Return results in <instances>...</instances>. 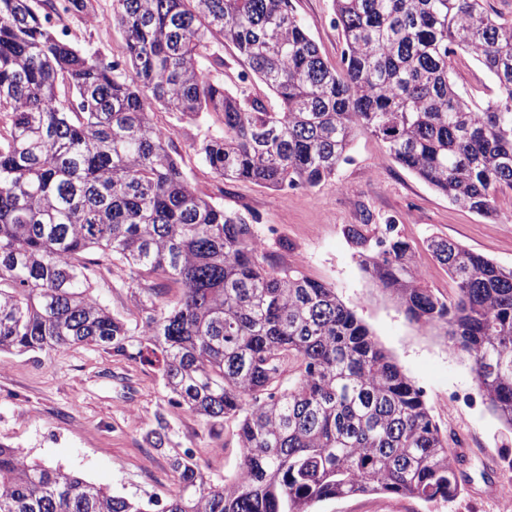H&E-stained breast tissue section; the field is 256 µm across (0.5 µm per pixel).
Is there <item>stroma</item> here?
Segmentation results:
<instances>
[{
    "mask_svg": "<svg viewBox=\"0 0 512 512\" xmlns=\"http://www.w3.org/2000/svg\"><path fill=\"white\" fill-rule=\"evenodd\" d=\"M297 17L331 66L340 60L343 41L332 18L331 0H292ZM68 26L80 46L106 57H122L123 31L112 21V0H97L92 16H76ZM456 83L477 103L496 88L472 57L455 64ZM153 119L174 130L182 168L201 192L246 217L266 238L265 253L276 266H299L309 277L331 283L354 309L375 340L405 375L425 392L427 406L449 437L464 438L470 477L461 493L439 503L392 494H365L318 503L313 512H499L495 499L482 497L481 458L492 455L499 493L512 496V430L487 408L470 359L454 352L442 332L410 323L396 297L379 288L360 268L345 230L352 224L396 223L416 247L426 283L451 296L445 268L426 248L439 235L512 268V191L499 194L497 215L488 220L451 204L415 174L396 163L382 143L358 135L333 180L313 189L279 191L250 182H223L203 166L191 144L216 118L193 122L155 107ZM462 398L448 414V395ZM159 375L141 364L79 345L56 353L0 354V443L16 448L27 461L60 467L114 494L134 498L150 512H162L178 490L169 464L173 450L189 451L213 483L232 477L242 450L238 423L227 420L220 437H211L204 419L168 402ZM169 424L167 447L156 448L147 434L157 417Z\"/></svg>",
    "mask_w": 512,
    "mask_h": 512,
    "instance_id": "1",
    "label": "stroma"
}]
</instances>
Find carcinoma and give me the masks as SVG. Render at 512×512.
I'll return each mask as SVG.
<instances>
[{"label": "carcinoma", "instance_id": "carcinoma-1", "mask_svg": "<svg viewBox=\"0 0 512 512\" xmlns=\"http://www.w3.org/2000/svg\"><path fill=\"white\" fill-rule=\"evenodd\" d=\"M95 0H0V353L91 345L157 370L169 401L218 437L238 422L240 476L213 485L170 459L163 512H311L382 492L447 501L467 475L424 391L331 284L276 268L239 213L207 198L153 121L159 104L221 125L193 145L226 182L315 188L369 133L448 200L484 218L512 190V19L485 0H332L344 43L323 60L292 0H112L123 63L62 37L52 15ZM231 43L276 99L224 84ZM497 95L455 89L458 53ZM345 235L406 318L468 355L479 394L512 428V269L457 242L427 248L454 293L427 287L396 224ZM128 269L134 310L94 295ZM177 289L174 300L163 295ZM149 439H168L157 417ZM0 512H147L144 505L0 444Z\"/></svg>", "mask_w": 512, "mask_h": 512}]
</instances>
